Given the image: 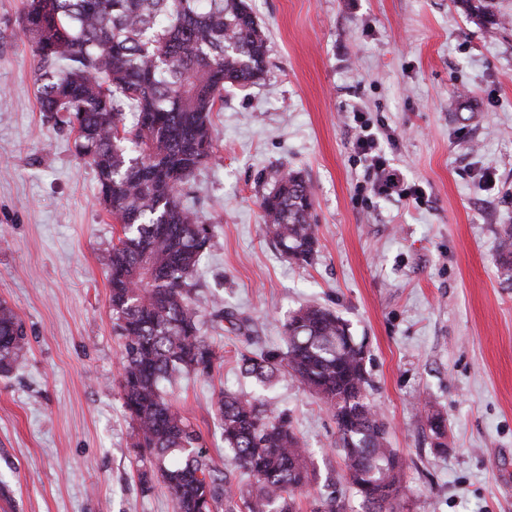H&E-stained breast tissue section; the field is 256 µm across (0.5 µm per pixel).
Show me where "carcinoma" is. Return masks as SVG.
Wrapping results in <instances>:
<instances>
[{
    "instance_id": "cac0c4a2",
    "label": "carcinoma",
    "mask_w": 512,
    "mask_h": 512,
    "mask_svg": "<svg viewBox=\"0 0 512 512\" xmlns=\"http://www.w3.org/2000/svg\"><path fill=\"white\" fill-rule=\"evenodd\" d=\"M22 33L35 56L38 104L46 118L76 133L78 154L98 171L102 204L122 236L112 244L110 307L122 340L120 395L138 461L159 475L174 512H299L312 485L308 448L288 414L243 395L219 392L217 428L236 468L251 479L233 492L232 472L215 465L199 431L163 385L210 377L223 356L202 333L190 280L214 226L184 203L182 189L214 155L211 116L226 86L264 79L266 36L246 0H23ZM309 182L283 174L263 197L266 236L288 259L318 253ZM512 282V225L499 240ZM213 316L241 330L222 303ZM286 350L240 355L241 372L266 385L282 371L316 394L331 413L336 447L361 512H403V463L369 399L364 344L349 324L318 305L282 324ZM27 347L22 322L0 301V374ZM427 425L438 448L446 419L430 403ZM312 512H347L336 490Z\"/></svg>"
}]
</instances>
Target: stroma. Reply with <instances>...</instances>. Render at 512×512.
<instances>
[{
    "label": "stroma",
    "mask_w": 512,
    "mask_h": 512,
    "mask_svg": "<svg viewBox=\"0 0 512 512\" xmlns=\"http://www.w3.org/2000/svg\"><path fill=\"white\" fill-rule=\"evenodd\" d=\"M268 37L260 85L224 92L215 156L184 200L214 235L192 282L205 336L224 350L209 378L167 394L231 467L214 428L220 391L286 408L316 480L347 485L336 424L289 374L259 386L239 353L283 349L280 328L306 304L336 311L367 342L370 398L404 461L406 512H512V285L497 258L512 225V0L494 20L458 0H247ZM22 0H0V300L28 352L0 374V512H173L142 484L118 388L121 340L109 259L121 227L98 198L75 135L40 112ZM405 131L387 156L421 201L362 200L348 112ZM310 182L319 254L283 257L261 200L280 175ZM221 299L249 322L211 321ZM448 417L447 449L418 407Z\"/></svg>",
    "instance_id": "35a3bbf8"
}]
</instances>
